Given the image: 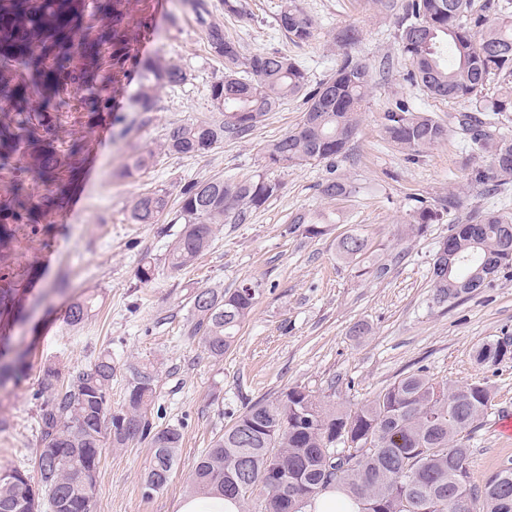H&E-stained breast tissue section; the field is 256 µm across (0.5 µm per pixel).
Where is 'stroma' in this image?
Returning a JSON list of instances; mask_svg holds the SVG:
<instances>
[{
	"mask_svg": "<svg viewBox=\"0 0 512 512\" xmlns=\"http://www.w3.org/2000/svg\"><path fill=\"white\" fill-rule=\"evenodd\" d=\"M164 2L141 55L178 64L186 82L156 88L159 109L143 127L135 124L132 110L143 74L118 83L116 106L82 131L88 152L72 185L83 193L81 204L48 216L49 235L22 230L7 260L22 284L23 311L0 319V328L23 337L30 369L20 384L0 389V418L9 422L0 430V465L35 470L40 366L51 360L73 371L108 351L122 368L154 364L152 417L159 426L179 428L182 445L170 482L149 495L147 445L106 451L96 512H178L191 493L199 457L256 401L299 386L328 408L348 411L420 369L438 381L488 383L491 404L468 441L471 482L483 485L503 460L512 459V438L495 429L498 414L512 411V359L481 366L474 355L485 341L512 339V269L452 304L434 302L431 271L455 224L488 212L512 214V182L487 192L467 180L471 167L485 162L455 126L468 104L430 98L409 80L410 66L395 39V14L376 0H299L316 22L307 43L292 42L278 30L281 0H246L243 16L216 9L226 36L243 52L287 55L313 83L336 66V31L358 26L356 55L375 78L357 134L335 164L312 162L281 173L282 193L247 223L218 225L209 250L193 267L174 271L161 262L154 281L142 285L135 276L141 258L161 261L175 227L132 223L135 199L162 189L174 209L187 180L250 179L263 169L264 147L303 119L301 100L291 98L268 113L248 140H225L201 156L161 150L172 127L210 118L209 85L223 71L194 15L181 0ZM399 103L452 125L448 139L417 157L390 142L385 114ZM137 149L154 150L153 166L139 178H119V168ZM333 171L355 190L329 201L319 186ZM451 192L459 194L460 208L444 212L423 233H408L418 205L437 207ZM301 214L308 221L324 219L322 234L310 235L306 224L296 223ZM350 233L368 240L367 251L353 262L336 248ZM255 279L263 291L232 347L222 360L207 358L184 334L190 292L217 284L233 289ZM91 294L97 301L93 316L81 327L68 326L69 305ZM361 323L369 333L359 337L353 328Z\"/></svg>",
	"mask_w": 512,
	"mask_h": 512,
	"instance_id": "1",
	"label": "stroma"
}]
</instances>
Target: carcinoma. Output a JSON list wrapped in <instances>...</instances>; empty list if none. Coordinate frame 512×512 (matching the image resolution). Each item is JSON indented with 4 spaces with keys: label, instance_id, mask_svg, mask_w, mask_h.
Instances as JSON below:
<instances>
[{
    "label": "carcinoma",
    "instance_id": "obj_1",
    "mask_svg": "<svg viewBox=\"0 0 512 512\" xmlns=\"http://www.w3.org/2000/svg\"><path fill=\"white\" fill-rule=\"evenodd\" d=\"M203 28L210 53L224 61V75L210 86L213 116L177 125L161 148L170 154L204 155L224 139L250 137L268 113L284 100L300 97L304 118L271 141L265 167L281 169L310 162H330L343 155L357 133L358 113L374 76L354 55L360 31L346 26L334 35L341 50L336 69L314 86L304 69L276 52L246 54L225 36L214 19L212 0H183ZM397 10L399 50L409 62L411 79L434 99L466 101L471 112L457 123L470 132L473 149L487 158L473 166L470 181L489 189L512 179V137L496 133L497 117L512 112V88L493 96L486 86L512 73V3L486 0H401L383 3ZM277 25L295 43L310 41L315 22L298 5L283 0ZM122 25L114 0H0V260L11 256L24 227L48 235L46 215L66 204L62 173L84 159L82 139H60L69 114L92 117L111 100L90 91L98 73L125 77L142 68L153 84L141 89L137 111L155 108L154 87L179 86L187 79L177 64L138 60L132 53L141 31ZM388 139L414 154L448 139L449 127L426 112L405 107L385 114ZM151 149L137 150L121 175L132 177L153 164ZM283 182L267 173L248 181L228 178L190 180L181 187L180 208L169 223L179 224L165 263L172 270L192 266L210 247L214 226L244 224L249 216L280 195ZM347 179L331 173L320 185L328 199L352 194ZM168 214L162 189L144 193L131 208L135 224H158ZM439 210L420 207L409 222L420 233L438 221ZM448 249L435 254V299L445 304L491 285L512 267V217L490 213L456 224ZM367 239L357 233L338 243L348 259L363 255ZM156 259L139 262V283L153 282ZM0 316L12 313L17 288L12 276H0ZM262 293L251 281L234 289L198 288L189 296L184 335L204 354L221 360ZM94 298L74 301L66 323L83 324L94 312ZM0 348V387L27 376L23 350L4 337ZM482 365L512 359V342L489 340L475 351ZM118 366L112 353L63 374L48 362L40 366L37 396V481L16 467L0 466V512H94L97 474L107 448L133 442L150 448L145 492L165 487L175 469L182 434L151 421L156 395L154 367H127V395L112 408V379ZM491 402L480 381L439 382L418 371L383 389L360 407L336 413L311 392L292 387L271 401L248 406L211 448L198 459L192 484L200 492L217 491L248 502L254 492L257 512H310L315 497L342 488L359 512H512V459L504 460L479 490L471 484L468 441Z\"/></svg>",
    "mask_w": 512,
    "mask_h": 512
}]
</instances>
